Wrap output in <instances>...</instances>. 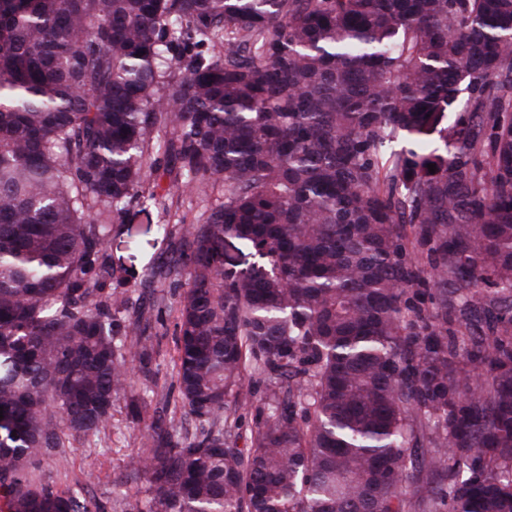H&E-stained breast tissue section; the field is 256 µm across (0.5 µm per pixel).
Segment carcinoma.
I'll list each match as a JSON object with an SVG mask.
<instances>
[{"mask_svg": "<svg viewBox=\"0 0 512 512\" xmlns=\"http://www.w3.org/2000/svg\"><path fill=\"white\" fill-rule=\"evenodd\" d=\"M160 154L224 187L162 227L196 426L128 399L112 512H512V0H0V512H105L34 464L156 374L105 244Z\"/></svg>", "mask_w": 512, "mask_h": 512, "instance_id": "obj_1", "label": "carcinoma"}]
</instances>
